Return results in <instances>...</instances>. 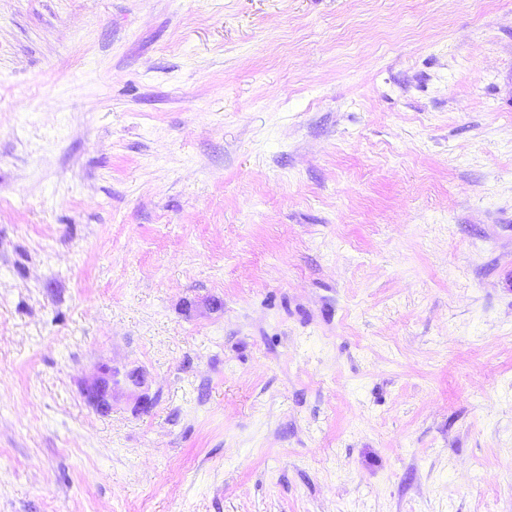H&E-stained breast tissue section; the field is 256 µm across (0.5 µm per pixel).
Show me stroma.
Returning <instances> with one entry per match:
<instances>
[{"mask_svg": "<svg viewBox=\"0 0 512 512\" xmlns=\"http://www.w3.org/2000/svg\"><path fill=\"white\" fill-rule=\"evenodd\" d=\"M0 512H512V0H0ZM114 372L111 367L102 365L96 376L85 387V395L89 404L100 413L112 409V383Z\"/></svg>", "mask_w": 512, "mask_h": 512, "instance_id": "obj_1", "label": "stroma"}]
</instances>
